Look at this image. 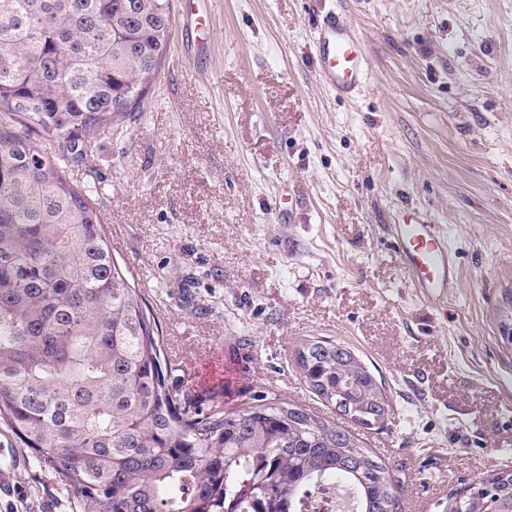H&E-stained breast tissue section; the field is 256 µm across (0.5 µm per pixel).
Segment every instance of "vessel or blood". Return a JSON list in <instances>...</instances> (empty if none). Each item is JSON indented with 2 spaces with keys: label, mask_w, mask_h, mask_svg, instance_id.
Masks as SVG:
<instances>
[{
  "label": "vessel or blood",
  "mask_w": 512,
  "mask_h": 512,
  "mask_svg": "<svg viewBox=\"0 0 512 512\" xmlns=\"http://www.w3.org/2000/svg\"><path fill=\"white\" fill-rule=\"evenodd\" d=\"M315 53L321 79L328 87L342 94L362 89L368 77V62L363 40L347 18L333 12L323 16ZM392 237L418 295L436 301L456 288L458 268L446 236L432 217L406 212L393 225Z\"/></svg>",
  "instance_id": "obj_1"
}]
</instances>
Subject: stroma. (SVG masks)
Instances as JSON below:
<instances>
[{"mask_svg": "<svg viewBox=\"0 0 512 512\" xmlns=\"http://www.w3.org/2000/svg\"><path fill=\"white\" fill-rule=\"evenodd\" d=\"M329 11L364 40L368 81L348 97L318 72ZM123 129L94 134L69 174L97 185L170 386L202 407L265 392L337 424L292 363L327 337L386 384L385 425H345L402 481V512H446L512 466V0H196ZM409 207L443 225L458 266L436 305L391 235ZM0 448L21 458L0 512H92L1 421Z\"/></svg>", "mask_w": 512, "mask_h": 512, "instance_id": "1", "label": "stroma"}]
</instances>
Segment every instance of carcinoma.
I'll return each instance as SVG.
<instances>
[{"instance_id":"obj_1","label":"carcinoma","mask_w":512,"mask_h":512,"mask_svg":"<svg viewBox=\"0 0 512 512\" xmlns=\"http://www.w3.org/2000/svg\"><path fill=\"white\" fill-rule=\"evenodd\" d=\"M172 10L0 0V419L96 512H304L328 481L353 490L355 512H401L403 486L344 428L277 395L202 408L169 387L159 320L66 175L147 93ZM293 361L326 405L388 420L385 387L349 346L309 337ZM448 512H512V468Z\"/></svg>"}]
</instances>
